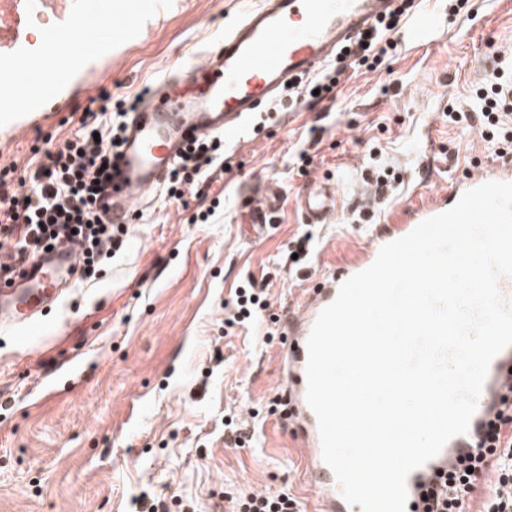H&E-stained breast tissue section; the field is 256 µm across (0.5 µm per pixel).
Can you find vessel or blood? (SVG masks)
Listing matches in <instances>:
<instances>
[{"label": "vessel or blood", "instance_id": "b4317fda", "mask_svg": "<svg viewBox=\"0 0 512 512\" xmlns=\"http://www.w3.org/2000/svg\"><path fill=\"white\" fill-rule=\"evenodd\" d=\"M395 3L262 0L259 8L225 30L223 41L201 63L182 75L163 79L131 113L108 198L113 223H127L135 199L163 186L187 140L212 134L238 136L246 118L273 101L289 82L315 74L335 57L339 45L366 31L375 19L392 11ZM87 27L94 28V37L75 46L76 32ZM438 27L437 11L426 10L415 16L404 36L421 43ZM128 31V26L113 22L110 0H87L72 24L49 33L45 41L50 47H78L74 60L86 64L98 57L103 43L124 40ZM68 83L67 71L54 64L40 84L16 80L12 89L15 100L36 114L44 101L65 92ZM487 181H512V164L485 162L464 181L430 193L425 201L401 211L390 223L375 225L369 243L344 266L322 276L289 316V346L282 359L287 379L281 403L300 442L303 476L313 494L314 512H361L360 506L346 502L340 484L322 459L317 419L305 398L307 340L319 312L334 301L345 280L374 262L383 245L449 210L466 191ZM338 200L334 183L306 180L298 196L303 223H329ZM79 260L75 245L62 244L22 263L11 281L0 280V329L33 324L45 306L57 302L62 285L70 280ZM511 386L509 347L490 365L468 433L449 440L436 457L410 473L406 512H424L425 492L441 484L462 458L476 454L485 422L496 414L502 393Z\"/></svg>", "mask_w": 512, "mask_h": 512}]
</instances>
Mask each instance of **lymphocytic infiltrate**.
<instances>
[{"label":"lymphocytic infiltrate","mask_w":512,"mask_h":512,"mask_svg":"<svg viewBox=\"0 0 512 512\" xmlns=\"http://www.w3.org/2000/svg\"><path fill=\"white\" fill-rule=\"evenodd\" d=\"M414 0H399L397 10L341 51L335 62L316 75L288 85L291 100L333 97L343 64L377 70L398 52L393 32L410 13ZM136 100L113 101L107 90L90 97L79 127L63 146L47 152L27 178L12 181L0 172V249L17 260L68 242L80 250L81 269L94 273L102 259L112 258L124 244L126 227L112 223L99 200L112 183L125 117ZM448 120L478 125L489 143L512 144V59L499 61L484 86L476 91V109L452 112ZM228 161L223 137L204 136L177 159L164 186L166 196L183 199L208 173ZM483 453L467 459L448 475L446 486L432 492L429 512H469L479 501L480 512H512V396L506 397L485 433ZM229 512H299L295 496L251 492L228 497Z\"/></svg>","instance_id":"obj_1"}]
</instances>
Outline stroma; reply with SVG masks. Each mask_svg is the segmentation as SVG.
I'll return each instance as SVG.
<instances>
[{
    "mask_svg": "<svg viewBox=\"0 0 512 512\" xmlns=\"http://www.w3.org/2000/svg\"><path fill=\"white\" fill-rule=\"evenodd\" d=\"M260 0H143L130 39L75 69L67 101L42 114L0 111V169L45 162L37 133L72 137L90 96L119 101L186 71ZM439 35L401 43L378 72L346 75L336 100L283 106L261 134L230 141L232 172L187 202L138 198L142 223L91 278L72 281L31 334L0 332V512H219L225 495L289 491L311 512L297 441L276 400L285 384L284 318L312 281L364 246L373 225L500 159L477 128L450 124L497 57L512 55V0H472ZM308 151L299 173L294 161ZM397 176L376 189L374 169ZM335 182L331 223H303L306 177ZM279 202L261 237L255 199ZM212 223H192L216 196ZM311 235L305 264L289 263ZM265 284L259 322L226 327L224 307ZM273 340H266V333ZM244 447H236V440Z\"/></svg>",
    "mask_w": 512,
    "mask_h": 512,
    "instance_id": "obj_1",
    "label": "stroma"
}]
</instances>
